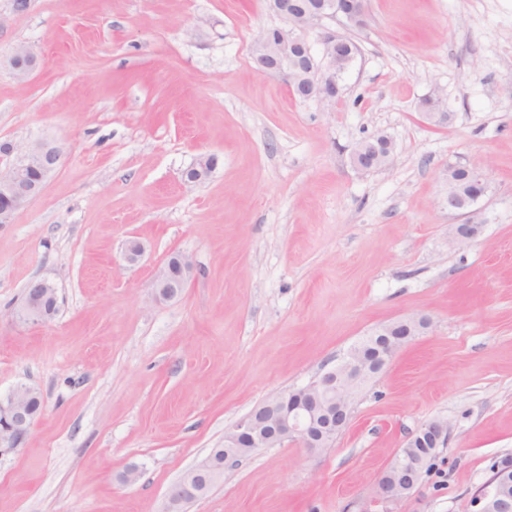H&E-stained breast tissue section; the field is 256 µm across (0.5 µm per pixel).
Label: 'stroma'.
<instances>
[{"label": "stroma", "instance_id": "obj_1", "mask_svg": "<svg viewBox=\"0 0 512 512\" xmlns=\"http://www.w3.org/2000/svg\"><path fill=\"white\" fill-rule=\"evenodd\" d=\"M280 23L263 0H0V58L23 44L44 62L24 79L0 67V142L64 150L0 226V395L44 400L0 457V512H164L237 422L410 316L429 328L332 448L259 449L186 512H470L512 456V0H368L329 106L255 72L256 37ZM436 97L440 125L424 115ZM380 134L389 164L357 169ZM205 155L215 167L185 182ZM454 163L488 183L482 231L461 245ZM174 252L194 273L154 300ZM35 279L57 286L59 311L17 322ZM431 420L451 426L433 470L409 499L376 502Z\"/></svg>", "mask_w": 512, "mask_h": 512}]
</instances>
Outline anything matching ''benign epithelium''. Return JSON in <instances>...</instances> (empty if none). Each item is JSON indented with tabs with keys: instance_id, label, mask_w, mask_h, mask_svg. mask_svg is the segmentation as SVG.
<instances>
[{
	"instance_id": "benign-epithelium-1",
	"label": "benign epithelium",
	"mask_w": 512,
	"mask_h": 512,
	"mask_svg": "<svg viewBox=\"0 0 512 512\" xmlns=\"http://www.w3.org/2000/svg\"><path fill=\"white\" fill-rule=\"evenodd\" d=\"M294 0H266L267 8L283 21L277 35L270 39L262 33L253 44L254 52L267 60L261 73L283 77L291 92L305 100L334 103L340 90L343 72L352 62L342 52V36L324 27L333 20L346 28L366 25L367 0H323L318 7L294 9ZM317 33L319 51L308 39ZM41 60L28 47L19 45L8 59L14 74L25 78L37 70ZM63 155L62 148L52 142L36 141L21 145L6 141L0 144V225L11 224L15 215L25 209L41 192L55 172ZM214 163L202 157L190 168L185 178L195 183L208 175ZM466 177L482 189L469 194L465 209H460L462 181H447L448 211L463 219L451 225V237L465 243L476 237L482 225L472 220L471 207L487 192L484 177L470 166ZM194 271L193 260L176 253L165 262L152 282L155 300H168L181 294ZM59 309L58 289L52 282L40 279L26 288L25 300L15 311V320L40 324L53 318ZM430 326L425 317L401 318L377 327L356 348L350 350L335 367L312 379L307 385L283 390L265 402L263 411L251 413L224 435V446L212 449L197 465L186 472L167 496L165 512H184L192 500L200 498L209 482L238 465L241 458L259 448L296 442L310 452L322 453L332 447L336 435L350 423L355 400L359 396L356 383L368 374H379L404 348L410 339ZM43 403L40 392L20 385L0 397V457L17 452L38 413L35 406ZM451 426L446 421L432 420L417 428L408 438L376 484V501L396 503L409 497L421 483V460L411 449L422 445L441 448L447 444ZM509 482L507 472L485 482L471 500L473 512H512V498L500 487Z\"/></svg>"
}]
</instances>
